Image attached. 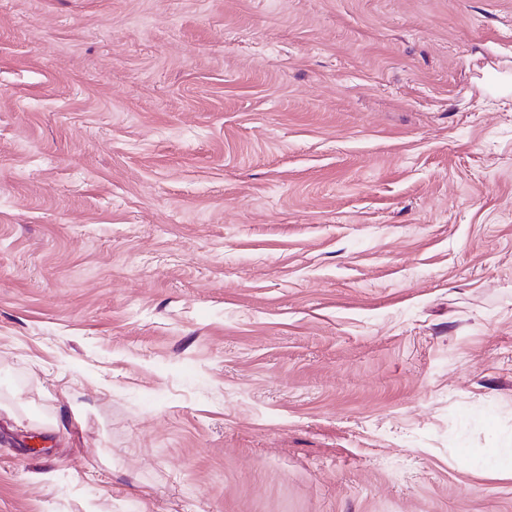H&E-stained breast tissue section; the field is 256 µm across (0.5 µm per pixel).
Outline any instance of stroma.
<instances>
[{
  "mask_svg": "<svg viewBox=\"0 0 512 512\" xmlns=\"http://www.w3.org/2000/svg\"><path fill=\"white\" fill-rule=\"evenodd\" d=\"M494 453L512 0H0V512H512Z\"/></svg>",
  "mask_w": 512,
  "mask_h": 512,
  "instance_id": "stroma-1",
  "label": "stroma"
}]
</instances>
